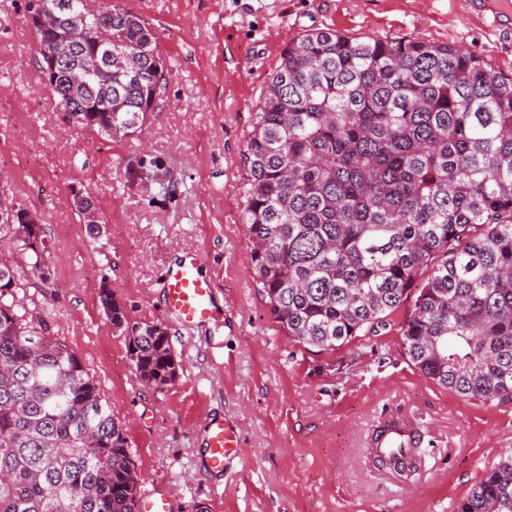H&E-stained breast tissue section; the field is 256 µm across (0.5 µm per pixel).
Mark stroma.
Instances as JSON below:
<instances>
[{
    "mask_svg": "<svg viewBox=\"0 0 512 512\" xmlns=\"http://www.w3.org/2000/svg\"><path fill=\"white\" fill-rule=\"evenodd\" d=\"M157 31L170 79L136 135L104 138L69 124L33 62L28 0H0V182L35 214L51 277L25 272L19 298L72 349L127 428L140 491L171 512H451L512 451V402L466 399L422 376L401 346L403 304L380 336L319 351L271 314L243 224L244 152L259 100L288 41L310 29L418 39L466 49L512 78V29L469 0H116ZM153 157L175 181L138 175ZM92 191L104 222L90 241L74 195ZM198 252L216 283L219 321L187 327L165 311L163 275ZM109 282L130 321L171 328L172 384L141 383L99 299ZM405 417L423 437L410 480L375 470L368 435ZM224 418L241 450L207 469L204 424Z\"/></svg>",
    "mask_w": 512,
    "mask_h": 512,
    "instance_id": "obj_1",
    "label": "stroma"
}]
</instances>
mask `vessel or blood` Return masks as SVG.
Returning a JSON list of instances; mask_svg holds the SVG:
<instances>
[{
    "label": "vessel or blood",
    "instance_id": "obj_1",
    "mask_svg": "<svg viewBox=\"0 0 512 512\" xmlns=\"http://www.w3.org/2000/svg\"><path fill=\"white\" fill-rule=\"evenodd\" d=\"M165 308L169 315L185 326L216 320L219 307L214 286L202 270L200 254L188 252L171 263L165 273ZM209 465L220 470L227 458L238 455L236 430L224 420L211 421L206 427Z\"/></svg>",
    "mask_w": 512,
    "mask_h": 512
}]
</instances>
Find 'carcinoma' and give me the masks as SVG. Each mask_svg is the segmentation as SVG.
<instances>
[{"label":"carcinoma","mask_w":512,"mask_h":512,"mask_svg":"<svg viewBox=\"0 0 512 512\" xmlns=\"http://www.w3.org/2000/svg\"><path fill=\"white\" fill-rule=\"evenodd\" d=\"M36 26L71 61L48 91L71 124L111 138L146 123L166 90L159 37L106 0V81L79 29ZM243 216L251 266L283 331L322 351L378 336L416 293L402 348L425 378L464 398L512 402V79L481 58L416 39L360 40L308 30L286 44L248 139ZM0 218L6 240L47 281L49 245L30 210ZM422 287L414 290L422 275ZM21 274L0 260V512H138L126 428L96 381L44 319L20 313ZM140 379L174 381L163 322H130L112 297ZM376 431L373 465L407 477L420 443ZM452 512H512V451L487 464Z\"/></svg>","instance_id":"1"}]
</instances>
